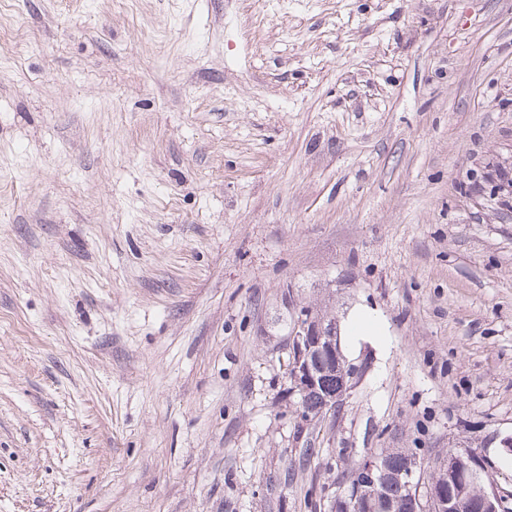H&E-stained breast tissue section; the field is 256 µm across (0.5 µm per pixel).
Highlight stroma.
Segmentation results:
<instances>
[{"mask_svg":"<svg viewBox=\"0 0 512 512\" xmlns=\"http://www.w3.org/2000/svg\"><path fill=\"white\" fill-rule=\"evenodd\" d=\"M305 307L362 368L307 425ZM510 436L512 0H0V512L512 493ZM402 449L393 448L381 453L382 462L386 466L395 467L402 459ZM402 463L394 470H388L379 463L376 457H366L353 465L348 472V480L355 478L344 494L328 496L330 512H396L398 497L401 500L400 512H460L465 506L466 512H510L512 510V494H503L484 481L485 460L474 450L450 451L441 465H435L432 481L428 485L425 497L420 494L421 475L418 474L416 456L404 453ZM359 463V465H358ZM358 465V467H357ZM357 467V469H356ZM356 474V477H355ZM393 484L403 493L404 501L398 495V489L379 486Z\"/></svg>","mask_w":512,"mask_h":512,"instance_id":"1","label":"stroma"}]
</instances>
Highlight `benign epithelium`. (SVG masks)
<instances>
[{"mask_svg":"<svg viewBox=\"0 0 512 512\" xmlns=\"http://www.w3.org/2000/svg\"><path fill=\"white\" fill-rule=\"evenodd\" d=\"M288 392L303 398L308 390L321 385L331 371L343 375V385L328 394L325 408L342 401L350 382L358 373L356 365L344 356L336 318L312 309L299 312L288 336ZM447 482L428 485L420 494L421 475L416 456L407 453L399 467L389 470L375 457L361 460L353 487L330 498V512H398V500L379 497L378 488L392 484L403 493L408 512H512V494L507 495L484 481L485 460L473 450L451 451L442 462Z\"/></svg>","mask_w":512,"mask_h":512,"instance_id":"7a95c632","label":"benign epithelium"}]
</instances>
